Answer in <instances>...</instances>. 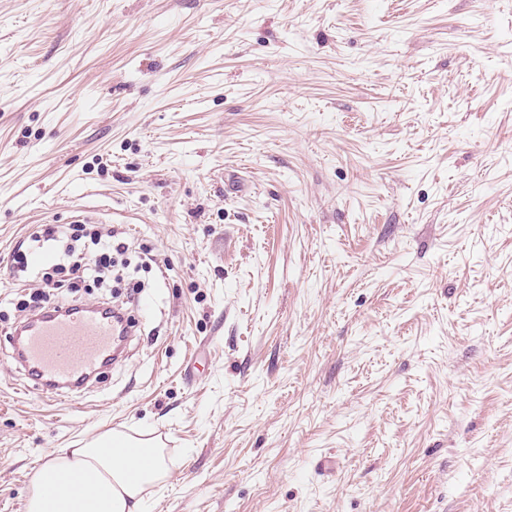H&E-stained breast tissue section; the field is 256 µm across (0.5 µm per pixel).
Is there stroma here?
Listing matches in <instances>:
<instances>
[{
	"label": "stroma",
	"instance_id": "stroma-1",
	"mask_svg": "<svg viewBox=\"0 0 512 512\" xmlns=\"http://www.w3.org/2000/svg\"><path fill=\"white\" fill-rule=\"evenodd\" d=\"M78 215L152 309L46 407L6 264ZM109 429L141 512H512V0H0V512Z\"/></svg>",
	"mask_w": 512,
	"mask_h": 512
}]
</instances>
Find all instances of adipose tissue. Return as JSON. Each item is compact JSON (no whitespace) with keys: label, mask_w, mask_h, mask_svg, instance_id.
<instances>
[{"label":"adipose tissue","mask_w":512,"mask_h":512,"mask_svg":"<svg viewBox=\"0 0 512 512\" xmlns=\"http://www.w3.org/2000/svg\"><path fill=\"white\" fill-rule=\"evenodd\" d=\"M169 467L158 438L109 430L46 460L31 479L27 512H140Z\"/></svg>","instance_id":"obj_1"}]
</instances>
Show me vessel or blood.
<instances>
[{"instance_id": "b4317fda", "label": "vessel or blood", "mask_w": 512, "mask_h": 512, "mask_svg": "<svg viewBox=\"0 0 512 512\" xmlns=\"http://www.w3.org/2000/svg\"><path fill=\"white\" fill-rule=\"evenodd\" d=\"M130 333L126 320L104 307L50 306L20 321L14 356L42 391H76L111 365Z\"/></svg>"}]
</instances>
